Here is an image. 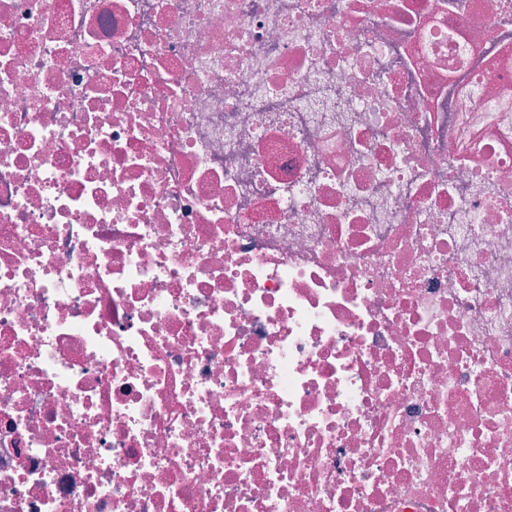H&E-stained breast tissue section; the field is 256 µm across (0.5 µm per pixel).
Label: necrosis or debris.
<instances>
[{"label":"necrosis or debris","mask_w":512,"mask_h":512,"mask_svg":"<svg viewBox=\"0 0 512 512\" xmlns=\"http://www.w3.org/2000/svg\"><path fill=\"white\" fill-rule=\"evenodd\" d=\"M0 512H512V0H0Z\"/></svg>","instance_id":"obj_1"}]
</instances>
